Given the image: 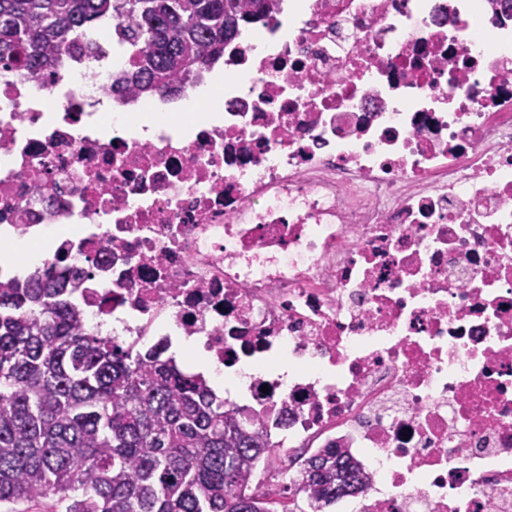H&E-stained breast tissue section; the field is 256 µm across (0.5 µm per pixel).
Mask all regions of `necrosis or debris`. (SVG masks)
I'll return each instance as SVG.
<instances>
[{
	"label": "necrosis or debris",
	"instance_id": "1",
	"mask_svg": "<svg viewBox=\"0 0 512 512\" xmlns=\"http://www.w3.org/2000/svg\"><path fill=\"white\" fill-rule=\"evenodd\" d=\"M93 42L0 70V238L87 327L245 375L288 482L349 449L342 512H512V0H281L146 135Z\"/></svg>",
	"mask_w": 512,
	"mask_h": 512
}]
</instances>
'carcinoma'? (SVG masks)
<instances>
[{
  "instance_id": "carcinoma-1",
  "label": "carcinoma",
  "mask_w": 512,
  "mask_h": 512,
  "mask_svg": "<svg viewBox=\"0 0 512 512\" xmlns=\"http://www.w3.org/2000/svg\"><path fill=\"white\" fill-rule=\"evenodd\" d=\"M277 0H0V67L55 73L117 22L130 65L112 91L175 93L224 57V32L269 18ZM72 289L31 277L0 287V503L52 499L65 512H290L248 485L268 434L225 406L166 348H126L88 329ZM365 487L340 448L310 456L283 492L327 512Z\"/></svg>"
}]
</instances>
